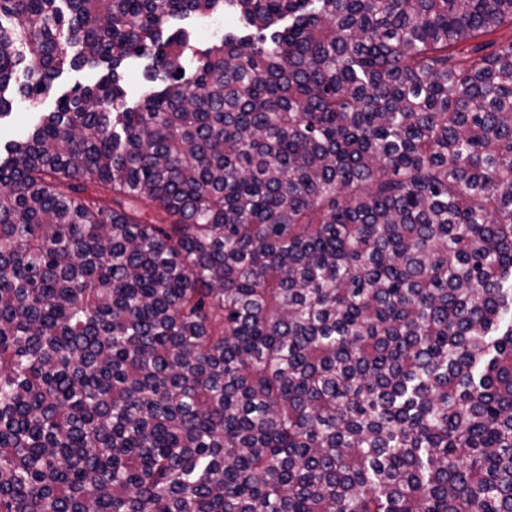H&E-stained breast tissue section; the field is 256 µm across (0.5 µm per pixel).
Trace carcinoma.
<instances>
[{"mask_svg": "<svg viewBox=\"0 0 512 512\" xmlns=\"http://www.w3.org/2000/svg\"><path fill=\"white\" fill-rule=\"evenodd\" d=\"M505 23L0 0V118L101 72L0 147V512H512ZM224 21L225 27H227L228 21L224 19V16L191 15L187 18L171 20L167 34L185 32L189 35L194 50H204L212 42L224 37ZM148 63V60L133 59L128 66L126 93L129 104L138 101L141 95L149 89L150 85L144 79V69Z\"/></svg>", "mask_w": 512, "mask_h": 512, "instance_id": "1", "label": "carcinoma"}]
</instances>
